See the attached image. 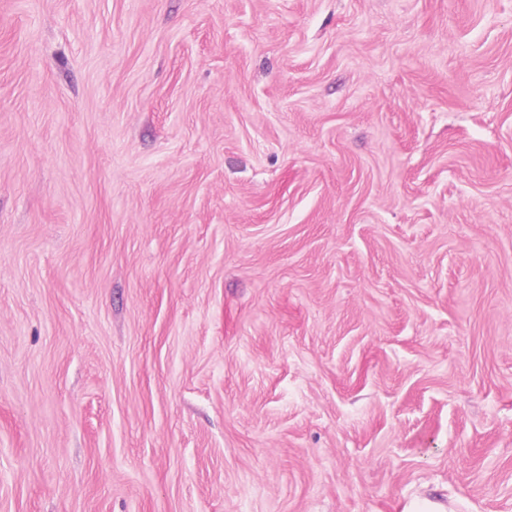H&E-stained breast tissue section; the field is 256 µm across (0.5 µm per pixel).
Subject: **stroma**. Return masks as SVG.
<instances>
[{"label":"stroma","mask_w":512,"mask_h":512,"mask_svg":"<svg viewBox=\"0 0 512 512\" xmlns=\"http://www.w3.org/2000/svg\"><path fill=\"white\" fill-rule=\"evenodd\" d=\"M512 512V0H0V512Z\"/></svg>","instance_id":"1"}]
</instances>
